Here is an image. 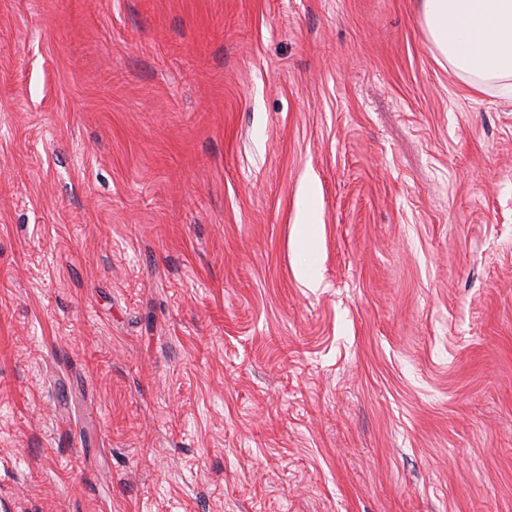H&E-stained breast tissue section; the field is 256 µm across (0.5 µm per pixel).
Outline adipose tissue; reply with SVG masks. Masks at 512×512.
Segmentation results:
<instances>
[{"instance_id":"obj_1","label":"adipose tissue","mask_w":512,"mask_h":512,"mask_svg":"<svg viewBox=\"0 0 512 512\" xmlns=\"http://www.w3.org/2000/svg\"><path fill=\"white\" fill-rule=\"evenodd\" d=\"M436 52L465 81L512 88V0H421Z\"/></svg>"}]
</instances>
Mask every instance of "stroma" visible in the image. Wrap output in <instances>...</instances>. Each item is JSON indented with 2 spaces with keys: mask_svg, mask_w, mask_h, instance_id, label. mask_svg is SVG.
<instances>
[{
  "mask_svg": "<svg viewBox=\"0 0 512 512\" xmlns=\"http://www.w3.org/2000/svg\"><path fill=\"white\" fill-rule=\"evenodd\" d=\"M0 512H512V95L420 0H0Z\"/></svg>",
  "mask_w": 512,
  "mask_h": 512,
  "instance_id": "stroma-1",
  "label": "stroma"
}]
</instances>
